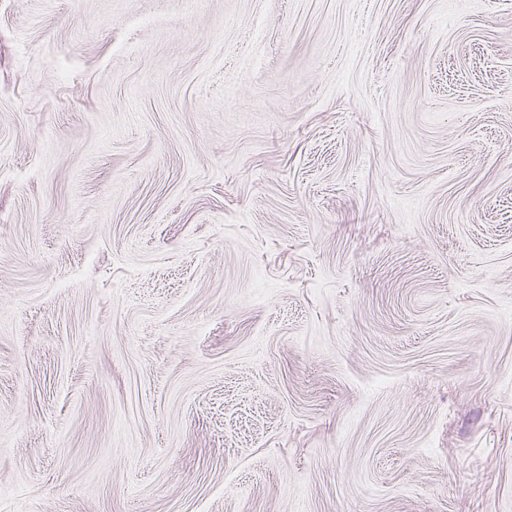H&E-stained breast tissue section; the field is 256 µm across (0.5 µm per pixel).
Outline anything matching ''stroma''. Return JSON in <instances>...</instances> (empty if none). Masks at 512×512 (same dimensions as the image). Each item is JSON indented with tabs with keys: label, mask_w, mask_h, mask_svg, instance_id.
<instances>
[{
	"label": "stroma",
	"mask_w": 512,
	"mask_h": 512,
	"mask_svg": "<svg viewBox=\"0 0 512 512\" xmlns=\"http://www.w3.org/2000/svg\"><path fill=\"white\" fill-rule=\"evenodd\" d=\"M0 512H512V0H0Z\"/></svg>",
	"instance_id": "stroma-1"
}]
</instances>
